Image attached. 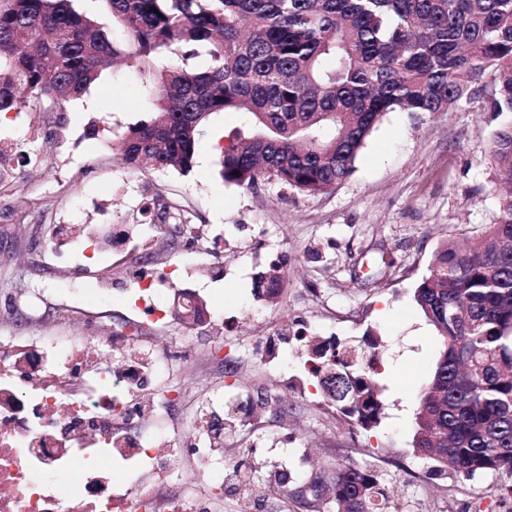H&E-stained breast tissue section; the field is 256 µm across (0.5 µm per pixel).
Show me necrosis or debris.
<instances>
[{
    "label": "necrosis or debris",
    "instance_id": "1",
    "mask_svg": "<svg viewBox=\"0 0 512 512\" xmlns=\"http://www.w3.org/2000/svg\"><path fill=\"white\" fill-rule=\"evenodd\" d=\"M131 341L122 330L104 336L116 358L93 369L72 343L0 338V512H209L203 502L120 492L113 483L115 464L160 459L142 433L152 402L128 401L155 377L152 365L124 358ZM62 472L77 476L73 488L57 483Z\"/></svg>",
    "mask_w": 512,
    "mask_h": 512
}]
</instances>
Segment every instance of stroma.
Returning a JSON list of instances; mask_svg holds the SVG:
<instances>
[{
	"mask_svg": "<svg viewBox=\"0 0 512 512\" xmlns=\"http://www.w3.org/2000/svg\"><path fill=\"white\" fill-rule=\"evenodd\" d=\"M154 80L110 66L64 111L0 116V138H15L31 158L0 182V336L24 330L66 338L95 365L110 363L96 338L133 327L137 282L121 258L138 256L144 273L175 271V285L197 294L210 313L193 327L171 318L144 328L130 349L141 359L160 346L171 354L148 389L170 398L143 427L168 447L160 467L141 473L148 487L208 498L213 512H280L275 468L290 471L295 488L327 465L356 463L381 472L395 512H512L500 497L512 476L431 478L410 450L418 393L440 345L414 292L443 241L480 237L500 213L490 156L499 123L485 112L484 96L447 113H387L350 176L310 195L268 178L253 188L224 182L221 148L247 125L239 112L211 117L188 173L129 168L118 144L128 127L152 119L146 89ZM159 198L170 205L163 221L142 212ZM87 229L100 238L89 262ZM383 255L393 265L371 281ZM278 259L279 300L256 301L255 273ZM106 276L112 286L103 291ZM35 297L44 315L30 320L26 305ZM300 328L358 347L367 333L381 337L384 411L373 431H351L324 403L308 350L294 337ZM259 336L272 337L278 358H261ZM260 394L270 402L259 418L224 430V451L213 460L225 473L223 487L201 483L184 446L203 435L202 409L220 396Z\"/></svg>",
	"mask_w": 512,
	"mask_h": 512,
	"instance_id": "35a3bbf8",
	"label": "stroma"
}]
</instances>
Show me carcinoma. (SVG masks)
Wrapping results in <instances>:
<instances>
[{
	"label": "carcinoma",
	"instance_id": "obj_1",
	"mask_svg": "<svg viewBox=\"0 0 512 512\" xmlns=\"http://www.w3.org/2000/svg\"><path fill=\"white\" fill-rule=\"evenodd\" d=\"M124 38L112 37L69 0H0V112L80 97L113 62L151 70L172 46L180 63L148 89L156 116L129 127L121 160L187 173L210 116L247 115L219 161L224 182L262 178L316 194L347 179L358 152L389 112H448L493 89L485 111L512 114V0H105ZM208 49L204 70L188 64ZM495 184L509 189L484 235L442 243L417 286V305L440 347L419 396L411 442L431 475H512V120L494 132ZM238 174H233V171ZM281 266L257 273L255 296L280 291ZM362 361L336 340L312 353L321 395L369 432L384 405L366 338ZM283 497L331 499L341 512L388 501L376 471L325 468Z\"/></svg>",
	"mask_w": 512,
	"mask_h": 512
}]
</instances>
